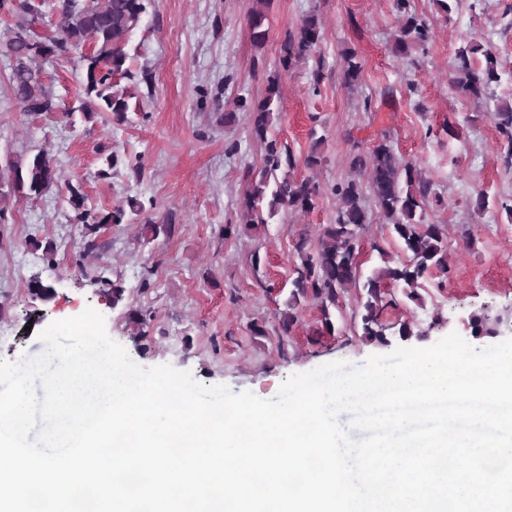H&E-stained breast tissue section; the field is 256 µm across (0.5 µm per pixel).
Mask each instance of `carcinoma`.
<instances>
[{
	"label": "carcinoma",
	"mask_w": 512,
	"mask_h": 512,
	"mask_svg": "<svg viewBox=\"0 0 512 512\" xmlns=\"http://www.w3.org/2000/svg\"><path fill=\"white\" fill-rule=\"evenodd\" d=\"M402 23L395 38V53L407 55L429 38L428 23L411 10V0H394ZM44 2L36 0H0V10H21L29 23L19 25L4 41L0 40V54L10 62L9 85L16 101L28 116H37L54 107L53 95L43 78L38 61H69L78 55V66L83 80L78 89L81 111L88 119L96 112H110L119 121L126 118L127 102L112 92V78L128 74L125 67V46L131 32L146 12L145 0H58L51 5L57 22L55 34L42 38L30 29V24L43 15ZM265 12L253 10L248 18L253 41L261 45L266 40ZM320 26L314 17L306 18L295 36H288L283 44L280 68L267 77L265 96L249 107L251 135L263 144L260 166L245 168L244 190L241 207L246 214L245 228L252 229L267 223L281 208L309 211L315 208L321 189L309 178H296L290 170L296 166L291 151L269 136L270 128L280 119L282 72L290 69L293 61L318 53ZM481 53L485 63L478 67L473 56ZM343 75L349 85L355 84L361 71L356 54L349 51L343 56ZM496 59L482 45L469 42L455 56V73L450 81L454 92L475 101L482 100L489 86L499 82ZM503 139L502 161L512 168V104L497 105L493 113ZM351 167L354 171L368 173V187L380 211L389 219L392 233L400 242L406 258L394 265H387L364 278L357 255L360 234L369 224L363 205V185L357 178L332 186L331 193L339 201L335 218L322 225L319 243L305 235L299 236L294 250L299 263L289 278L291 288L288 306L312 296L321 303L323 330H334L330 308L339 303L341 292L348 286L361 284L365 302L361 315V336L368 341H386L387 326L381 315L394 304L387 299L385 282L408 289L407 297H418L416 288L432 270L448 272V239L445 226L426 221V207L433 193L432 183L417 175L415 166L399 158L389 136L371 148L353 142ZM15 174L18 187H27L30 194L39 197L54 187L64 186L68 202L75 215L72 223L81 226L83 247L98 248L97 234L103 224L131 223L140 215L143 206L136 199L127 200V206L94 211L85 207L80 182H60L55 159L46 152L36 153L26 169L9 166ZM99 282L103 294L117 305L123 300L124 288L108 278ZM498 320L476 316L472 332L478 336L492 333Z\"/></svg>",
	"instance_id": "cac0c4a2"
}]
</instances>
